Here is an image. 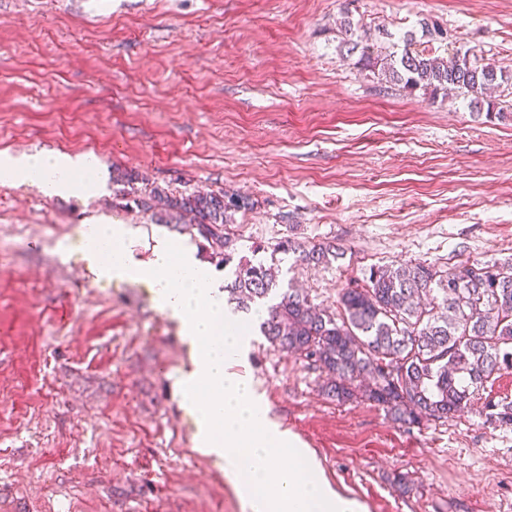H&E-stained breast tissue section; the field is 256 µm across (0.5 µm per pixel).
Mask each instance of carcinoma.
<instances>
[{
	"label": "carcinoma",
	"mask_w": 512,
	"mask_h": 512,
	"mask_svg": "<svg viewBox=\"0 0 512 512\" xmlns=\"http://www.w3.org/2000/svg\"><path fill=\"white\" fill-rule=\"evenodd\" d=\"M339 52L378 81L409 92L436 95L451 89L470 103L487 102V114L512 109V75L492 63L464 62L439 54L434 42L448 39L440 25L422 23V37L397 38L386 29L361 36L365 27L345 15ZM140 177L120 173L119 202L135 204L155 224H170L201 239L209 257L234 265L224 286L241 309L262 303L278 288L274 265L262 260L233 263L232 216L251 207L249 198L224 190L173 193L157 186L135 188ZM193 223L184 224L185 217ZM327 266L340 255L332 242L302 245L289 237L272 254ZM260 331L273 346L310 360L326 375L325 395L345 403L364 397L399 424L446 419L470 406L476 392L512 369V258L440 271L415 262L376 266L361 282L341 289L337 313L288 287L267 305ZM486 421L512 426V401H487Z\"/></svg>",
	"instance_id": "carcinoma-1"
}]
</instances>
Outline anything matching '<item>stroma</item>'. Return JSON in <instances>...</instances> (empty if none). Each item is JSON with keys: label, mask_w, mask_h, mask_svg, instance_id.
I'll return each instance as SVG.
<instances>
[{"label": "stroma", "mask_w": 512, "mask_h": 512, "mask_svg": "<svg viewBox=\"0 0 512 512\" xmlns=\"http://www.w3.org/2000/svg\"><path fill=\"white\" fill-rule=\"evenodd\" d=\"M346 9L398 35L440 22L450 50L512 73V0H0V152H91L112 177L249 196L238 255L286 236L343 250L326 268L279 265L280 284L331 310L373 266L512 257V112L378 83L339 55ZM112 201L0 183V503L246 512L182 435L179 325L146 288L94 283L59 253L93 217L153 232ZM240 318L270 416L362 512H512V426L483 413L512 400V369L464 412L400 425L374 402L331 401L319 369Z\"/></svg>", "instance_id": "obj_1"}]
</instances>
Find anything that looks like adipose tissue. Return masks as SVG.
<instances>
[{"mask_svg": "<svg viewBox=\"0 0 512 512\" xmlns=\"http://www.w3.org/2000/svg\"><path fill=\"white\" fill-rule=\"evenodd\" d=\"M35 181L47 198L105 186L94 155L73 157L44 149L19 161L0 158V180ZM140 226L94 220L83 231L80 256L101 283L148 288L155 306L182 326L191 364L175 387L195 426V446L216 457L249 512H361L316 477L307 448L268 416L247 374L235 370L241 354L239 319L224 307V291L193 247L153 235L148 257L137 250Z\"/></svg>", "mask_w": 512, "mask_h": 512, "instance_id": "obj_1", "label": "adipose tissue"}]
</instances>
